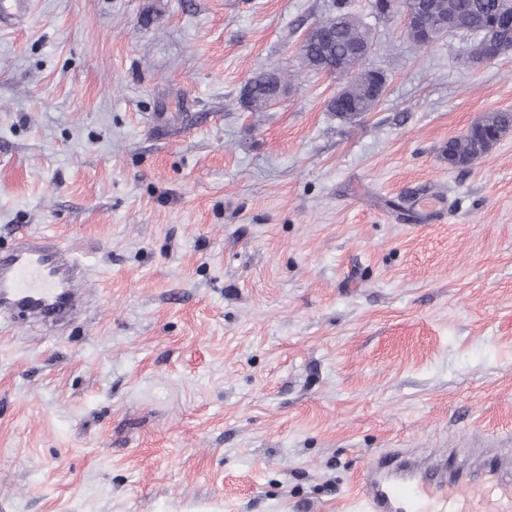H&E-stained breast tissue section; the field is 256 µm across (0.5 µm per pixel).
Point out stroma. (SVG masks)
<instances>
[{
    "label": "stroma",
    "mask_w": 512,
    "mask_h": 512,
    "mask_svg": "<svg viewBox=\"0 0 512 512\" xmlns=\"http://www.w3.org/2000/svg\"><path fill=\"white\" fill-rule=\"evenodd\" d=\"M372 30L377 106L299 47L335 0H28L0 24V248L89 269L0 320V512H362L391 448H512V50ZM289 75L267 111L239 97ZM283 80L278 73L260 70L247 80L240 101L249 112H264L277 100ZM512 129V112H490L467 131L448 140L445 153L452 167L465 168L484 157Z\"/></svg>",
    "instance_id": "stroma-1"
}]
</instances>
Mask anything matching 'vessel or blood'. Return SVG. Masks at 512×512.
<instances>
[{
  "label": "vessel or blood",
  "instance_id": "vessel-or-blood-1",
  "mask_svg": "<svg viewBox=\"0 0 512 512\" xmlns=\"http://www.w3.org/2000/svg\"><path fill=\"white\" fill-rule=\"evenodd\" d=\"M87 277L85 265L52 237H22L17 246L0 250V315L51 322L74 316ZM355 498L365 512H512V457L487 459L475 491L467 494L460 476L436 473L396 448L365 466Z\"/></svg>",
  "mask_w": 512,
  "mask_h": 512
}]
</instances>
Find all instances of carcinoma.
<instances>
[{"mask_svg": "<svg viewBox=\"0 0 512 512\" xmlns=\"http://www.w3.org/2000/svg\"><path fill=\"white\" fill-rule=\"evenodd\" d=\"M427 18L436 23L447 18L464 34H471L492 17L512 11V0H424ZM370 45L367 25L350 10L347 0H339L337 10L319 21L306 35L300 54L303 64L316 72L349 82L348 107L330 104L336 116L355 120L372 111L378 100L369 92L367 78L382 77L383 72L363 67L365 56L357 49ZM283 80L278 73L260 70L247 80L240 101L249 112H264L277 100ZM512 130V112H490L467 131L448 140L445 153L448 164L465 168L484 157L508 131Z\"/></svg>", "mask_w": 512, "mask_h": 512, "instance_id": "cac0c4a2", "label": "carcinoma"}]
</instances>
